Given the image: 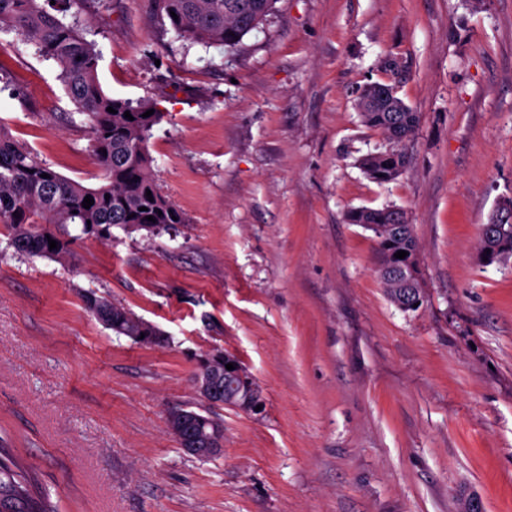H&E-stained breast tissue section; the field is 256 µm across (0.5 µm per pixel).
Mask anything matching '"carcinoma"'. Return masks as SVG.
<instances>
[{
	"label": "carcinoma",
	"instance_id": "cac0c4a2",
	"mask_svg": "<svg viewBox=\"0 0 512 512\" xmlns=\"http://www.w3.org/2000/svg\"><path fill=\"white\" fill-rule=\"evenodd\" d=\"M103 0H0V33H13L39 52L54 59L67 93L89 120V150L102 170V183L89 188L69 180L15 139L0 125V224L8 232V244L31 257L65 260L78 236L112 239V229L126 233L140 229L160 232L184 223L182 213L159 190L151 173L148 150L151 131L162 119L152 103L134 106L106 94L98 80L100 54L74 23L62 20L72 5L101 3ZM278 0H158L178 37L192 43L236 46L262 24ZM362 99L384 97L386 105L401 102L396 86L369 84ZM117 110L113 114L107 108ZM404 111L359 108L362 122L382 130L391 141L384 152L360 160L364 172L384 183L394 180L405 165L399 144L412 137L419 117L408 105ZM154 113L148 117L144 113ZM130 112L134 120L124 117ZM48 177L43 178L41 174ZM151 196H146V191ZM110 198H105V195ZM94 204L82 206L86 196ZM154 220L149 221L147 217ZM350 224L368 222L378 240L380 265L390 262L397 251L416 244L407 214L397 208L375 209L365 214L359 208L348 211ZM58 242L49 249L48 240ZM86 310L106 329L136 343L160 342L162 332L136 316L130 309L94 291L83 295ZM185 433L204 436L218 418L186 405ZM8 512H55L39 488L35 473L25 467L4 436H0V508Z\"/></svg>",
	"mask_w": 512,
	"mask_h": 512
}]
</instances>
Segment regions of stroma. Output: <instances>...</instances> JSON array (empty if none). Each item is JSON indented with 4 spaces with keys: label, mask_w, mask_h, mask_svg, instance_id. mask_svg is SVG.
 <instances>
[{
    "label": "stroma",
    "mask_w": 512,
    "mask_h": 512,
    "mask_svg": "<svg viewBox=\"0 0 512 512\" xmlns=\"http://www.w3.org/2000/svg\"><path fill=\"white\" fill-rule=\"evenodd\" d=\"M102 89L163 113L151 170L185 221L28 257L0 229V427L59 512H512V258H478L512 198V0H278L235 47L192 44L157 0L72 8ZM420 115L393 181L357 101L381 66ZM0 125L86 186L101 170L58 64L0 40ZM411 218L426 300L403 311L356 207ZM94 290L159 328L141 345ZM235 355L262 413L218 407L224 452L168 433L195 376ZM86 310L106 329L130 338L135 343L153 344L160 342L163 333L152 324L143 321L130 309L120 303L112 302L106 296L90 291L83 295ZM141 333L144 338L140 339Z\"/></svg>",
    "instance_id": "35a3bbf8"
}]
</instances>
